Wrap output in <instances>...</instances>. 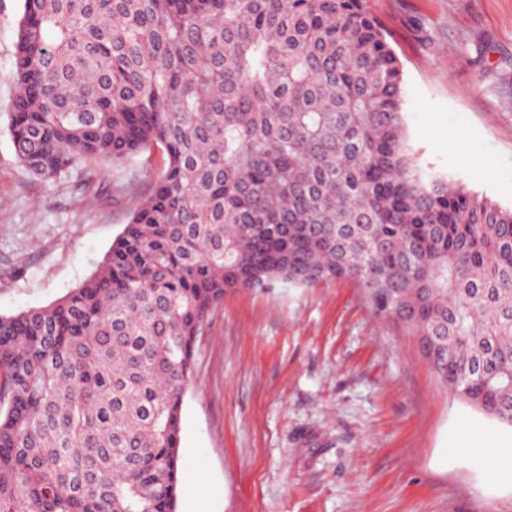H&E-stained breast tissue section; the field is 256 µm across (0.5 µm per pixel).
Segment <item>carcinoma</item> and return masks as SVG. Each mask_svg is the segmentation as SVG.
Wrapping results in <instances>:
<instances>
[{
  "mask_svg": "<svg viewBox=\"0 0 512 512\" xmlns=\"http://www.w3.org/2000/svg\"><path fill=\"white\" fill-rule=\"evenodd\" d=\"M21 2V164L165 159L89 279L0 315V512H177L197 337L277 282H356L512 426V209L424 174L367 0Z\"/></svg>",
  "mask_w": 512,
  "mask_h": 512,
  "instance_id": "carcinoma-1",
  "label": "carcinoma"
}]
</instances>
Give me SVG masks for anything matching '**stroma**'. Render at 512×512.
Returning a JSON list of instances; mask_svg holds the SVG:
<instances>
[{
	"mask_svg": "<svg viewBox=\"0 0 512 512\" xmlns=\"http://www.w3.org/2000/svg\"><path fill=\"white\" fill-rule=\"evenodd\" d=\"M422 167L512 209V0H367ZM20 0H0V314L102 264L161 151L45 179L7 130ZM177 512H512V429L458 400L347 280L225 296L195 348Z\"/></svg>",
	"mask_w": 512,
	"mask_h": 512,
	"instance_id": "stroma-1",
	"label": "stroma"
}]
</instances>
